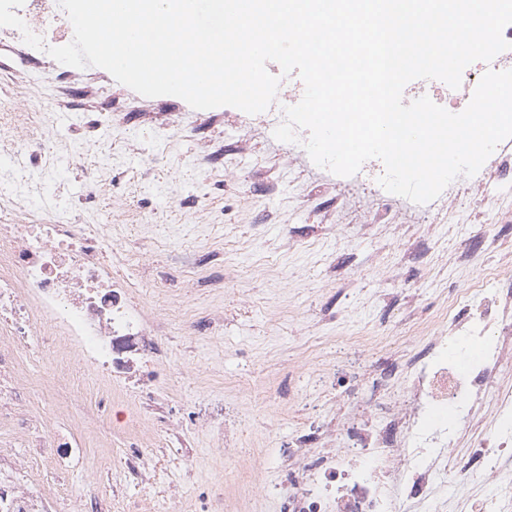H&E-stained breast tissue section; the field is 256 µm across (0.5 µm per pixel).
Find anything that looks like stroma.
<instances>
[{
  "label": "stroma",
  "instance_id": "obj_1",
  "mask_svg": "<svg viewBox=\"0 0 512 512\" xmlns=\"http://www.w3.org/2000/svg\"><path fill=\"white\" fill-rule=\"evenodd\" d=\"M91 68L54 61L33 65L10 88V111L24 113L41 105L50 119L46 139L59 143L56 161L40 173L38 204L57 208L74 224H99L110 212L134 210L153 224H181L197 237L204 261L234 272L227 289L206 286L175 289L196 315L220 312L208 325L173 326L165 340L169 361L185 376L169 397L171 406L215 396L242 407L239 446L243 467L264 465V478L280 483L277 443L297 426L287 407L266 412L249 395L268 380L297 393L298 379H287L290 363L307 357L308 341L324 347L339 336H387L391 319L413 295L419 327L407 339L422 342L430 327L458 311V293L489 281L499 256L485 238L512 247V223L477 214L460 237L448 234V216L436 223L412 224L369 235L359 225L336 228V191L326 179H308L289 161L283 142L261 126L242 139L230 107L191 108L175 96L145 97L111 82L101 90ZM152 155L150 175L142 158ZM238 161L246 168L244 185L224 172ZM216 224L217 236L202 233ZM478 254L476 263L458 260L461 238ZM428 252L423 263L408 259L412 242ZM76 359L59 366L38 359L23 370L37 392L34 412L63 417L64 394ZM125 407L113 403L87 432L88 453L59 474L75 500L111 496L112 453L125 447L119 431ZM175 458L155 491L126 485L128 499H142L147 512H199L203 492L233 493L224 482V453L208 430L183 423L169 443Z\"/></svg>",
  "mask_w": 512,
  "mask_h": 512
}]
</instances>
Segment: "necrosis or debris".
I'll use <instances>...</instances> for the list:
<instances>
[{
  "label": "necrosis or debris",
  "mask_w": 512,
  "mask_h": 512,
  "mask_svg": "<svg viewBox=\"0 0 512 512\" xmlns=\"http://www.w3.org/2000/svg\"><path fill=\"white\" fill-rule=\"evenodd\" d=\"M28 28L40 35L45 50L26 45L19 30L0 27V48L20 62L46 61L47 47L70 43L74 32L58 0H24L17 8ZM511 47L491 62L477 61L463 72L449 105L464 110L487 70L512 69V24L503 32ZM14 153L13 165L0 168V191L35 190L34 168L49 161L53 146L27 156L8 138L0 152ZM381 160L366 161L350 177H337L343 205L342 224H372L391 218L401 224H430L443 211L457 223L471 216L474 198L501 222L512 214L498 209L490 189L512 183V138L502 141L477 174L451 182L431 202L402 200L390 207L379 183ZM156 238L142 235L137 246L116 248L99 224H71L49 209L0 205V425L30 437L33 447L52 441L58 452L52 468L64 471L81 459L82 427L104 416L113 393L136 407L123 426L137 454L121 452L112 460L117 477H131L153 487L157 463L141 449L157 448L163 435L146 439L144 428L155 419L161 397L155 376L181 375L162 351L167 324L189 320L173 305L157 319L147 313L144 289L163 288L167 280L148 262L158 252ZM499 289L473 285L459 298L460 310L435 326L423 347L404 351L389 367L360 360L354 370L325 368L322 361L300 365L310 393L291 402L299 422L296 435L279 445L285 483L267 484L260 466L238 494L217 497L216 512H251L263 497L278 512H512V253L502 256ZM73 354L91 372L92 393H76L67 423L37 425L30 415L31 386L19 366L30 356ZM455 409L450 425H435L434 415ZM190 421L216 431L224 459L236 461L234 421L223 403L192 407ZM37 458L24 464L0 460V512H139L136 501L94 500L77 506L68 492L36 488ZM494 485L486 495L485 485Z\"/></svg>",
  "instance_id": "4bbe7bcc"
}]
</instances>
